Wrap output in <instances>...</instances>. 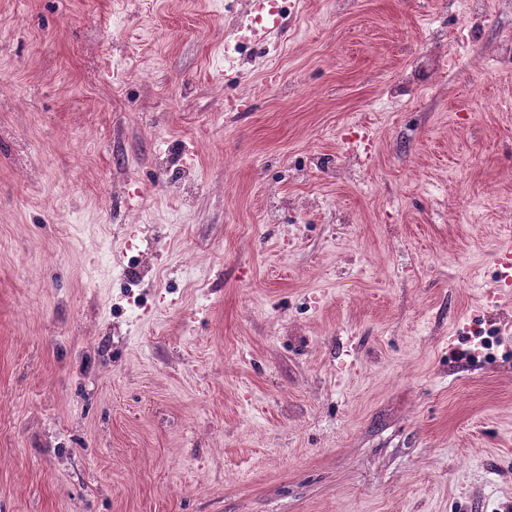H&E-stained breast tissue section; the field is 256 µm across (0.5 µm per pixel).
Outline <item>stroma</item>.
<instances>
[{
    "instance_id": "35a3bbf8",
    "label": "stroma",
    "mask_w": 512,
    "mask_h": 512,
    "mask_svg": "<svg viewBox=\"0 0 512 512\" xmlns=\"http://www.w3.org/2000/svg\"><path fill=\"white\" fill-rule=\"evenodd\" d=\"M248 21L0 0V512H512V0ZM285 23V16L280 12L270 11L265 14L260 22L247 25L251 31L254 42H263L267 36L281 29Z\"/></svg>"
}]
</instances>
